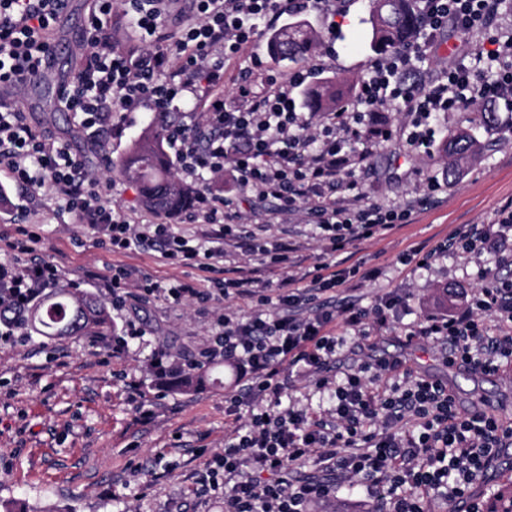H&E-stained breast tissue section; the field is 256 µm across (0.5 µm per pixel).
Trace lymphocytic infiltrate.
<instances>
[{
	"mask_svg": "<svg viewBox=\"0 0 512 512\" xmlns=\"http://www.w3.org/2000/svg\"><path fill=\"white\" fill-rule=\"evenodd\" d=\"M420 41L391 50L374 63L355 99L330 112L297 110L295 91L307 76L279 78L264 69L250 47L255 21L312 12L335 16L331 0H90L81 34L82 52L61 100L85 129L121 131L129 112L161 117L186 112L171 142L184 179L199 190L187 223L176 231L167 215L139 217L110 205L112 182L89 171L69 145L30 125L24 112L0 103V165L14 184L63 201L94 241L112 252L157 247L168 265L201 271L174 285L130 265H116L104 283L117 314L161 299L172 304L224 301L205 352L209 360L236 365V390L224 398V450L214 455L196 493L224 497V512H311L330 502L338 487L362 486L375 512H431L433 503L457 512H482L477 489L494 481L512 450V420L487 411H461L447 380L414 370L405 349L434 345L446 365L486 374L512 372V278H493L465 306L447 315L399 321L396 294L363 307L317 305L318 296L377 279V269L337 268L332 256L356 242L385 236L408 223L414 201L382 206L358 191L375 142L361 131L366 113H406L404 131L414 146L427 144L429 120L479 102L512 112V30L497 28L512 0H416ZM67 0H0V90L18 94L37 81L51 53L55 24ZM486 36L491 75L464 60L424 85L420 63L445 29ZM249 61L233 103L224 100V72ZM265 86L255 96L254 80ZM231 170L240 190L271 202L267 223L302 213L312 219L329 260L303 275L297 246L276 236L257 237L232 201L203 187L205 175ZM512 234V204L496 228L469 225L449 249L482 251L491 236ZM41 236L28 227L0 234V342L27 327L26 315L64 276L38 255ZM261 257L259 267L226 265L228 248ZM289 266L291 274L277 276ZM244 299L247 310L234 308ZM352 337L336 335V325ZM398 325L399 355L374 349L384 329ZM308 382L328 393L317 414L285 402ZM315 473H308V466Z\"/></svg>",
	"mask_w": 512,
	"mask_h": 512,
	"instance_id": "lymphocytic-infiltrate-1",
	"label": "lymphocytic infiltrate"
}]
</instances>
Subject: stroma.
I'll list each match as a JSON object with an SVG mask.
<instances>
[{
	"label": "stroma",
	"mask_w": 512,
	"mask_h": 512,
	"mask_svg": "<svg viewBox=\"0 0 512 512\" xmlns=\"http://www.w3.org/2000/svg\"><path fill=\"white\" fill-rule=\"evenodd\" d=\"M335 25L321 16L305 15L303 23L319 34L313 62L324 71L314 81L341 79L358 84L379 55L370 45L368 0H344ZM485 36L455 31L441 35L421 64L423 80L445 68L448 58L474 60L485 48ZM17 104L32 124L49 129L83 155L92 170L109 173L132 141L154 122L150 112L127 113L125 134H91L77 125L57 96L53 82L26 86ZM479 105L439 114L428 146L408 145L402 134L407 116L382 110L367 113L366 130L389 129L390 141L379 143L370 170L357 181L369 200L391 206L420 194L428 182L441 185L431 200L417 208L409 223L388 235L349 246L337 258L345 265L380 268L381 276L349 293L364 307L393 291L405 301L401 315L409 323L426 315L448 313L484 280L500 274L495 246L477 256L449 251L448 241L468 224L492 225L512 202V114L495 123L479 122ZM472 129L482 143L478 158L457 180L447 177L441 145L451 131ZM24 191L10 186L0 201V228L14 231L22 222L40 227V256L64 270V283L99 299H107L97 276L115 264L138 267L144 274L175 283L195 277L194 269L163 263L145 248L115 253L93 246L83 227L55 202L28 211ZM270 233L299 245L316 260L324 244L302 216L269 225ZM438 251L430 268L403 265L411 250ZM95 279H87V272ZM512 276V267L505 270ZM449 299H442L443 290ZM149 330L129 342L120 356L112 352L113 336L124 335L126 319L113 316L112 331L48 339L35 333L0 344V512L53 507L57 512H224L220 494H195L200 472L224 449V394L231 380L222 368L209 370L192 390L158 377L148 364L156 348L166 347L189 359L209 342L211 320L189 305L155 302L143 315ZM413 366L447 379L461 407L481 394L512 405V376L472 379L449 370L433 347L410 351ZM152 410L138 421L139 408Z\"/></svg>",
	"instance_id": "obj_1"
}]
</instances>
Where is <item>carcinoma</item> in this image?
Segmentation results:
<instances>
[{"instance_id": "carcinoma-1", "label": "carcinoma", "mask_w": 512, "mask_h": 512, "mask_svg": "<svg viewBox=\"0 0 512 512\" xmlns=\"http://www.w3.org/2000/svg\"><path fill=\"white\" fill-rule=\"evenodd\" d=\"M369 15L372 43L377 52L389 51L417 35L414 0H370ZM315 46L313 30L304 25L275 31L269 40L270 52L279 62L300 63ZM340 93L338 84L324 81L316 89L305 90L307 106L313 112L336 108ZM166 144V126L161 122L150 125L132 142L118 164L120 175L143 185L144 203L148 207L173 209L194 195L193 188L180 184L173 172ZM479 150L477 139L464 130L448 136L445 143V152L455 165L468 162ZM28 323L35 334L46 338L97 333L112 325L103 302L66 285L59 286L32 307ZM488 512H512V485L499 492Z\"/></svg>"}]
</instances>
